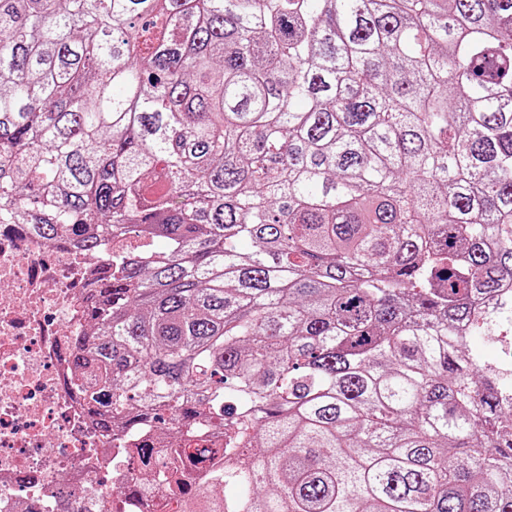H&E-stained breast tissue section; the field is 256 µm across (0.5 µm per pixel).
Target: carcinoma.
I'll list each match as a JSON object with an SVG mask.
<instances>
[{"label":"carcinoma","instance_id":"carcinoma-1","mask_svg":"<svg viewBox=\"0 0 512 512\" xmlns=\"http://www.w3.org/2000/svg\"><path fill=\"white\" fill-rule=\"evenodd\" d=\"M0 220L180 512H512V0H0Z\"/></svg>","mask_w":512,"mask_h":512}]
</instances>
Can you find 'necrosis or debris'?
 <instances>
[{"mask_svg": "<svg viewBox=\"0 0 512 512\" xmlns=\"http://www.w3.org/2000/svg\"><path fill=\"white\" fill-rule=\"evenodd\" d=\"M111 256L0 223V512H109V485L137 481L120 462L124 432L88 415L62 353L88 335Z\"/></svg>", "mask_w": 512, "mask_h": 512, "instance_id": "1", "label": "necrosis or debris"}]
</instances>
